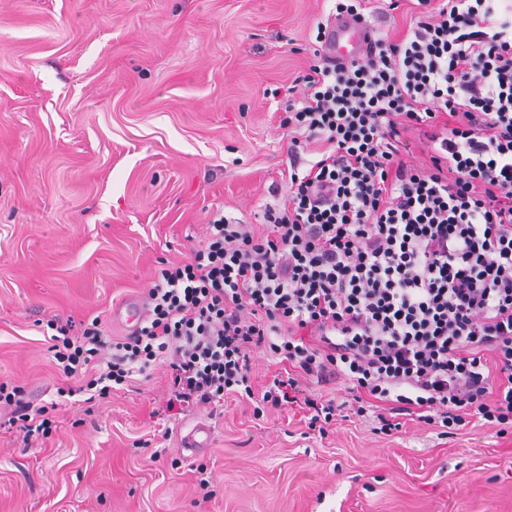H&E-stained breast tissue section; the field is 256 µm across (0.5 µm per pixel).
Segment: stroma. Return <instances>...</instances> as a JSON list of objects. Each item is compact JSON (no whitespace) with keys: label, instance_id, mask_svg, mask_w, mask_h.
Segmentation results:
<instances>
[{"label":"stroma","instance_id":"35a3bbf8","mask_svg":"<svg viewBox=\"0 0 512 512\" xmlns=\"http://www.w3.org/2000/svg\"><path fill=\"white\" fill-rule=\"evenodd\" d=\"M332 0H0V382L55 421L0 434V512H512V433L373 415L328 437L271 411L196 409L157 436L164 368L89 400L46 323L144 298L213 213L258 223L288 191V88ZM212 446L183 454L190 425ZM207 468L201 489L194 468Z\"/></svg>","mask_w":512,"mask_h":512}]
</instances>
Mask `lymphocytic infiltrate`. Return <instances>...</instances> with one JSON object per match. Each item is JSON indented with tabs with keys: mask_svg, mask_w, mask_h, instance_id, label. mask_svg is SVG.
I'll list each match as a JSON object with an SVG mask.
<instances>
[{
	"mask_svg": "<svg viewBox=\"0 0 512 512\" xmlns=\"http://www.w3.org/2000/svg\"><path fill=\"white\" fill-rule=\"evenodd\" d=\"M499 2L418 0L400 38L376 35L347 65L315 50L279 117L284 203L259 224L214 214L189 260L160 270L131 335L48 321L59 374L104 398L162 364L166 410L242 399L257 418L298 410L322 437L348 410L375 411L387 435L404 416L512 430V18ZM416 150L426 163L407 165ZM258 348L281 370L257 385ZM337 384L349 401L322 395ZM2 408L24 445L48 438L19 387L0 383Z\"/></svg>",
	"mask_w": 512,
	"mask_h": 512,
	"instance_id": "f902f5d3",
	"label": "lymphocytic infiltrate"
}]
</instances>
